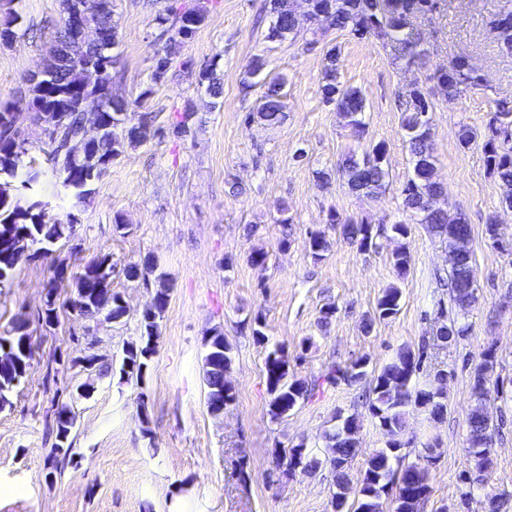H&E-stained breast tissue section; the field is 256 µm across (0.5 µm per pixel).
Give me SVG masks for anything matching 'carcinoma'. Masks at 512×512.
I'll list each match as a JSON object with an SVG mask.
<instances>
[{"label":"carcinoma","instance_id":"1","mask_svg":"<svg viewBox=\"0 0 512 512\" xmlns=\"http://www.w3.org/2000/svg\"><path fill=\"white\" fill-rule=\"evenodd\" d=\"M428 0H308V7L319 26L347 29L359 40H380L387 43L397 42L393 63L406 66L415 60L416 42L410 38L403 26L411 17L423 11V4ZM211 0H196L195 5L184 8L173 6L155 18L158 33L155 41L162 44L164 60L171 64L173 56L181 41L188 39L184 34V20L188 14H196L194 27H200L210 11ZM267 9L273 15L269 30L277 32L282 41L296 34L297 26L289 17L290 0H266ZM18 16L7 12L0 21V45L8 46L17 37ZM89 26L106 31L114 30L112 22V0H99V9L86 18ZM492 28L500 43L501 50L512 55V18L496 17ZM70 40L69 31L60 28L53 48L49 53L47 68L51 78L47 81L29 82L27 97L32 104H42L46 108H58L64 112L61 136L67 138L78 132L83 113L88 108H96L103 114L106 131L102 140L91 152L83 157H69L54 149L45 152L46 162L55 176L68 175L71 186L67 190L76 202H83L92 189L81 187L84 177L90 174L100 162L111 163L123 152L125 146L139 145L163 135V127L155 124L156 117L150 112H143L138 123L128 126L121 114L130 112L131 107H142L150 91H145L132 103L112 93V70L120 61L114 48L119 45L118 35L112 36L111 48L101 53L97 49L88 50V55L101 59V72L96 79L87 74L84 64L67 58L66 49ZM323 66L322 95L324 102L333 107L345 120L354 136L360 138L364 133L363 114L366 112V98L362 90L342 84L339 81V54L330 50L325 54ZM198 84L205 87L210 97L219 99L223 96V82L213 67L203 68L198 75ZM285 79L280 77L264 85L262 105L256 117L269 126L282 123L285 118L282 88ZM487 88L484 74L478 68L469 66L465 59L455 56L444 67L438 78L437 88L424 90L420 87L407 90L401 95L402 128L408 136V143L413 156L414 175L402 189L403 210L416 224H424L428 230L446 240L448 247L461 253L463 262L450 267L448 272V290L450 301L458 313L464 315L477 299L476 272L471 247L472 228L465 215L459 213L453 217L440 212L429 205V200L442 190V183L435 175L434 163L427 154V139L430 132V120L419 119L420 111L415 102L433 106V100L450 101L470 92ZM489 134L483 140L484 162L490 175L504 187L500 203L512 205V101H499L487 125ZM385 146L377 143L371 150L365 151L362 159L352 155L346 156L339 164V172L348 190L357 195L372 197L379 193L388 177L384 166ZM9 175H24L21 180L23 189H28L31 181H40L41 170L35 166V160L23 152V144L16 142L13 135L0 130V171ZM26 203V196L17 197V201H0V270L6 272L0 285L9 282L19 266L41 255L43 244L69 239L64 232L63 223L50 218H42L35 212L25 221L19 219L17 204ZM329 223L340 226L343 237L360 249L375 246L374 235L369 225L352 219H341L337 214L329 215ZM30 231L35 240L40 242L34 252L24 258L17 257L12 250L13 239L24 231ZM312 258L322 259L329 251L330 242L325 232L315 231L310 234L308 242ZM156 266L140 267L129 264L124 268V275L131 281L144 280L153 274L158 282L157 291L169 296L168 279L163 273L155 274ZM112 254L102 253L96 256L84 272L72 278L74 292L87 288L100 302L112 305V320L124 317L117 299L120 294L112 290ZM400 289L392 285L386 288L378 299L372 317L365 321L370 327L373 320L385 319L395 315L399 310ZM168 300H163L152 316L141 320V343L130 345L122 358L121 370L128 375L140 374V366L150 365L144 356L148 339L159 336L160 321L167 308ZM452 337H439L433 334V345L446 346L455 344L469 334V326L457 318L447 319ZM211 339L217 348L207 349L204 357L203 380L207 390V405L212 411L223 408L234 400L232 388L226 381V373L232 365L231 345L224 337V332L216 327L211 330ZM11 344L19 357V365L11 371L0 370V409L11 404L10 397L24 381L31 367L33 356L32 336L26 329V321L18 320L10 333L0 336V342ZM427 344H422L418 351L409 348L400 349L373 380L369 390V407L379 421L387 436V447L375 453L368 461L358 499L352 504L353 512H381L382 500L391 496L396 503V512H417L421 503L430 493L429 470L425 461L428 455H419L411 463H404L406 455L402 450L413 443L407 437V408L414 409L430 401V390L418 388L412 384V376L422 362ZM275 359L265 364L266 387L271 396L269 414L278 419L288 414L298 402L305 398L320 384H335L340 380L359 382L367 375V362L357 360L348 366L333 365L317 381L308 382L289 376L288 358L279 350L273 351ZM495 364L494 352L488 350L482 361L475 366L472 377L471 393L475 405L467 420V440L477 441L494 433L495 428L490 413L486 408L491 399V379ZM76 424V415L72 403L57 402L53 415L47 422L48 435L54 438L50 448V457L55 468L64 469L74 456L69 437ZM356 418L348 416L337 428L325 432L327 451L324 459L307 458L304 453L288 451L287 464L298 459L303 469L315 473L321 468L329 469L335 478L337 492L332 499L334 512H345L348 489L347 464L355 454L357 440Z\"/></svg>","mask_w":512,"mask_h":512}]
</instances>
